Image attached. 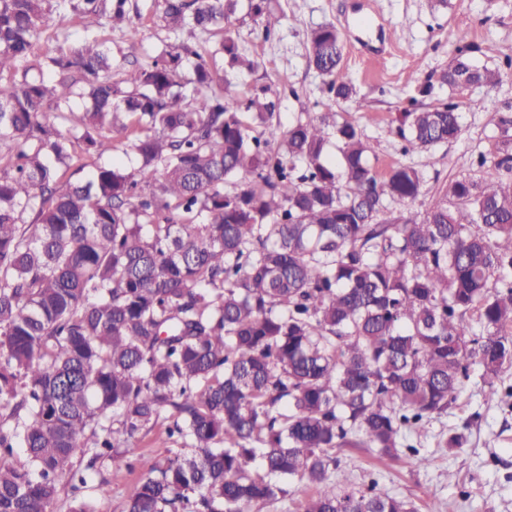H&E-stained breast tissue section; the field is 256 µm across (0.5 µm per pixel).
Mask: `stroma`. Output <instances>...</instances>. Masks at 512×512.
<instances>
[{
	"instance_id": "obj_1",
	"label": "stroma",
	"mask_w": 512,
	"mask_h": 512,
	"mask_svg": "<svg viewBox=\"0 0 512 512\" xmlns=\"http://www.w3.org/2000/svg\"><path fill=\"white\" fill-rule=\"evenodd\" d=\"M281 24L275 36L262 40L240 0L230 28L241 51L255 62L253 70L230 69L216 51V37H194L199 53L223 80L229 103L238 104L266 89L275 104L273 123L288 126L297 113L322 112L327 95L323 78L309 63L308 36L318 26L333 24L345 37L344 74L351 76L367 110L338 104L343 119L356 125L371 143V161L378 177L398 165L423 168L421 192L412 208L422 211L438 201L442 188L455 179L479 180L478 157L500 158L499 120L512 116V0H270ZM132 23L125 30L102 25L101 37L122 66L151 61L182 37L161 27L155 0H128ZM396 39H389L390 28ZM469 46L474 66L500 72L494 89L471 87L462 97V132L438 147L428 164L425 154L404 155L395 133L398 112L448 99L453 91L438 76L451 63L449 37ZM481 369L465 381L447 413L432 420L418 437L427 467L396 464L375 452L347 449L340 467L353 487L376 484L379 492L413 502L418 512H512V399L485 402ZM465 434L461 447L443 448L442 438ZM177 444L157 428L139 437L130 448L132 470L112 477V495L99 501V512H122L143 475L141 460L168 456Z\"/></svg>"
}]
</instances>
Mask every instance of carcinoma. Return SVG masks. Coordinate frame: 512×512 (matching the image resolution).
I'll use <instances>...</instances> for the list:
<instances>
[{"label": "carcinoma", "mask_w": 512, "mask_h": 512, "mask_svg": "<svg viewBox=\"0 0 512 512\" xmlns=\"http://www.w3.org/2000/svg\"><path fill=\"white\" fill-rule=\"evenodd\" d=\"M127 0H0V512H97L124 449L161 426L182 443L144 475L123 512H244L315 489L304 512H416L350 489L336 452L427 464L409 437L456 402L471 365L488 401L512 366V153L411 210L423 173L383 180L371 147L333 106L283 128L255 93L224 102L183 41L124 69L99 36L130 23ZM171 33L222 34L239 0H158ZM83 32L43 66L25 62L53 12ZM264 40L281 18L250 0ZM323 25L309 61L334 101L364 110ZM456 46L440 82L494 87L496 69ZM90 99L78 109L75 99ZM452 99L402 112L403 153L460 135ZM262 128L252 134V126ZM124 136L134 166L101 165ZM339 161L328 162L330 146ZM82 158L94 172L64 180Z\"/></svg>", "instance_id": "obj_1"}]
</instances>
